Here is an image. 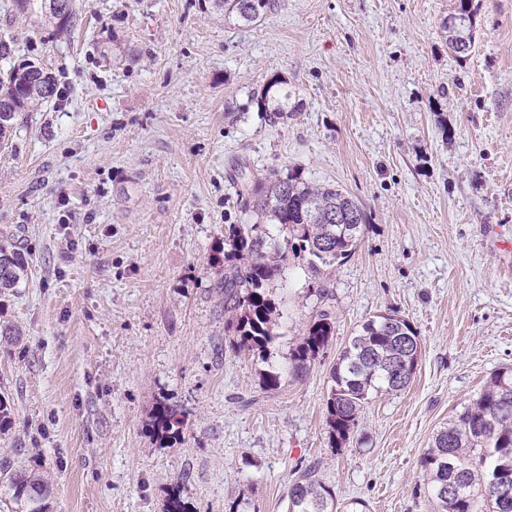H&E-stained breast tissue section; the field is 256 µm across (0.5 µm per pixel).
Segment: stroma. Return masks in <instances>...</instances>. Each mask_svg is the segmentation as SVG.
I'll use <instances>...</instances> for the list:
<instances>
[{
	"label": "stroma",
	"instance_id": "stroma-1",
	"mask_svg": "<svg viewBox=\"0 0 512 512\" xmlns=\"http://www.w3.org/2000/svg\"><path fill=\"white\" fill-rule=\"evenodd\" d=\"M458 5L275 0L242 25L214 0H76L62 33L0 0L12 63L58 80L0 148V245L29 254L0 311L24 338L0 343V457L43 472L51 512H163L175 487L191 512H286L306 469L366 512H434L421 454L512 367V0H473L463 57L440 27ZM275 75L298 110L271 124L250 100ZM243 165L299 169L368 216L342 264L269 282L263 352L234 347L218 286L225 225L252 220ZM324 309L335 333L294 377L288 351ZM390 310L417 331V371L332 447L330 369ZM163 396L186 415L170 448L149 425Z\"/></svg>",
	"mask_w": 512,
	"mask_h": 512
}]
</instances>
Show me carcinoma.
I'll use <instances>...</instances> for the list:
<instances>
[{
    "label": "carcinoma",
    "instance_id": "1",
    "mask_svg": "<svg viewBox=\"0 0 512 512\" xmlns=\"http://www.w3.org/2000/svg\"><path fill=\"white\" fill-rule=\"evenodd\" d=\"M55 0H15L17 9L56 26L76 22L73 0L66 8ZM472 0H460L458 10L441 28L448 48L466 55L474 46ZM224 14L242 24L265 16L273 0H220ZM15 76L0 81V146L8 145L15 121L49 102L57 89L49 74L43 84L32 82L39 66L26 62L13 66ZM292 93L282 78L270 79L254 98L257 111L276 124L288 117ZM237 198L252 208L251 224L224 225V312L236 347L264 351L277 337L279 313L268 297L266 285L284 272L288 257L303 258L312 273L341 263L360 243L367 216L349 194L333 186L314 185L297 169L281 177L276 173L240 182ZM22 247L0 246V298L18 287L27 272ZM385 313L364 322L330 371L326 395L330 437L339 445L356 425L361 407L376 391L399 392L407 388L417 370L420 341L411 322L398 315L388 322ZM335 332L330 314L321 311L311 321L299 343L289 352L295 376L301 377L317 361ZM16 345L19 329L0 314V341ZM151 428L160 447L181 440L183 420L167 399L157 402ZM422 477L437 512H512V368H502L486 382L470 404L456 412L433 436L419 459ZM53 488L35 467L19 466L12 457H0V512H51ZM360 503L339 505L331 490L309 469L288 488L287 512H359Z\"/></svg>",
    "mask_w": 512,
    "mask_h": 512
}]
</instances>
